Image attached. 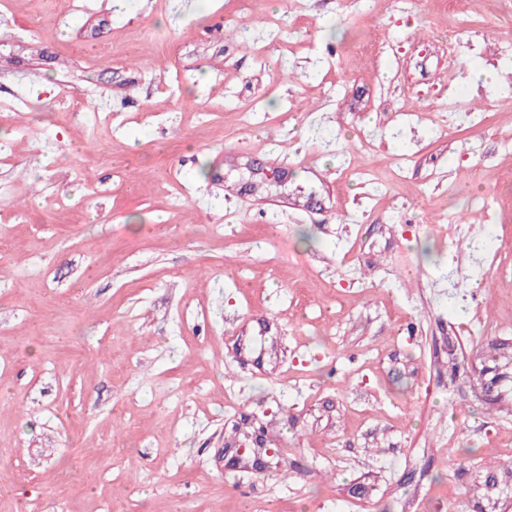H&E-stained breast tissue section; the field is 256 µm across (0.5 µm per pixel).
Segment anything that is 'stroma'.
<instances>
[{
  "label": "stroma",
  "mask_w": 512,
  "mask_h": 512,
  "mask_svg": "<svg viewBox=\"0 0 512 512\" xmlns=\"http://www.w3.org/2000/svg\"><path fill=\"white\" fill-rule=\"evenodd\" d=\"M289 2L0 5V512H512V0Z\"/></svg>",
  "instance_id": "1"
}]
</instances>
